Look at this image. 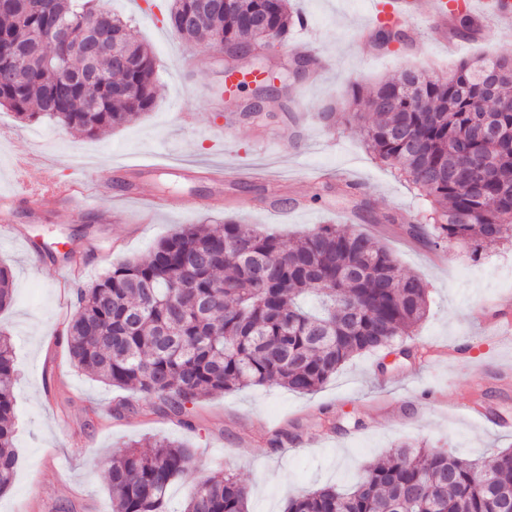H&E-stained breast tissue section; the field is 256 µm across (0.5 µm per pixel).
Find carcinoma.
I'll return each instance as SVG.
<instances>
[{
  "mask_svg": "<svg viewBox=\"0 0 512 512\" xmlns=\"http://www.w3.org/2000/svg\"><path fill=\"white\" fill-rule=\"evenodd\" d=\"M200 0H173L167 24L177 36L260 50L301 23L290 0H237L198 10ZM193 12L195 20L180 23ZM266 17L264 26L242 15ZM461 35L480 28L467 11L452 13ZM49 19L70 39L32 47ZM0 34L19 53L0 54V107L24 121L47 118L93 137L122 126L155 103L154 59L128 22L102 0H18L0 14ZM398 22L377 29L374 44L403 41ZM133 48L128 69L112 58ZM496 73L485 94L486 117L500 131L481 139L472 124L477 85ZM122 85V96L112 87ZM356 115L368 150L398 170L430 203V223L405 233L438 250L469 245L473 261L512 242V58L462 62L451 80L404 70L369 90L354 82ZM314 293L321 309L301 298ZM77 309L63 338L70 361L95 380L142 395L144 411L188 421L201 398L250 386L308 394L354 356L392 346L425 318L427 285L402 270L369 234L335 224L292 242L248 224H187L162 239L145 261L127 260L77 288ZM13 299V273L0 262V310ZM16 372L13 346L0 333V494L12 485ZM192 450L165 437L136 442L107 459L112 512H167L168 491L192 466ZM248 488L232 470L192 485L183 512H249ZM285 512H512V449L477 465L447 450L398 446L366 465L353 487L333 486L288 499Z\"/></svg>",
  "mask_w": 512,
  "mask_h": 512,
  "instance_id": "cac0c4a2",
  "label": "carcinoma"
}]
</instances>
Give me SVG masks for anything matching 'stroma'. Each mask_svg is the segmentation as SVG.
Listing matches in <instances>:
<instances>
[{
	"mask_svg": "<svg viewBox=\"0 0 512 512\" xmlns=\"http://www.w3.org/2000/svg\"><path fill=\"white\" fill-rule=\"evenodd\" d=\"M103 2L152 52L153 108L92 138L0 108V197L12 191L14 160L26 153L42 155L61 178L83 171L111 187L85 202L77 222L34 203L16 207L15 237L0 243V261L14 277L0 333L14 347L18 456L0 512H112L102 459L146 436L196 451L194 466L170 488L172 512L193 483L225 467L248 486L249 512H285L289 497L348 484L401 443L448 448L474 462L511 446L512 377L502 374L512 373V326L504 322L512 317V245L477 262L455 242L433 251L399 227L361 221L356 199L337 196L335 186L357 184L376 213L423 218L425 198L367 151L348 81L368 89L407 68L442 76L464 60L512 57V28L488 18L479 33L443 42L417 31L411 18L403 26L407 48L382 52L362 44L371 0H294L308 25L291 29L272 59L284 65L306 50L324 67L294 82L287 110L257 120L245 115L252 87L216 102L223 52L175 35L164 21L168 0ZM182 112L192 124L179 122ZM212 166L244 175L215 181ZM145 193L170 207L136 233ZM103 212L110 223L100 222ZM227 220L288 241L321 224L369 233L427 282V316L395 349L354 357L315 393L256 386L214 394L197 404L188 427L161 411L143 414L139 393L104 386L70 362L57 334L76 309L75 293L60 286L71 269L65 249L84 255L87 285L118 263L147 259L184 225ZM122 400L127 409L116 411Z\"/></svg>",
	"mask_w": 512,
	"mask_h": 512,
	"instance_id": "stroma-1",
	"label": "stroma"
}]
</instances>
